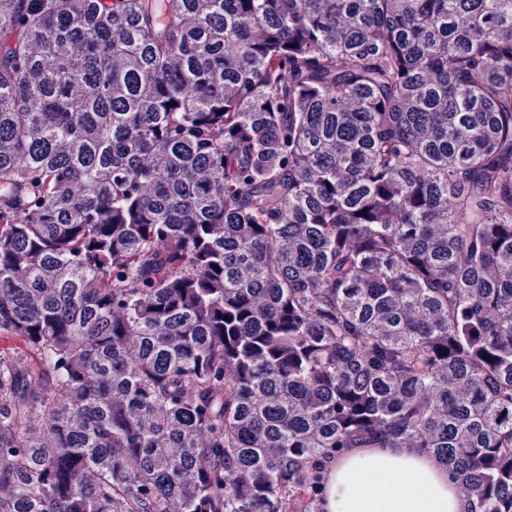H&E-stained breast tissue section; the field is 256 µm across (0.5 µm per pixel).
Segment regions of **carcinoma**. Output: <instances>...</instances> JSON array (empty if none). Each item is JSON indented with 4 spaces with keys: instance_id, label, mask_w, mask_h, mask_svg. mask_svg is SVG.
Segmentation results:
<instances>
[{
    "instance_id": "cac0c4a2",
    "label": "carcinoma",
    "mask_w": 512,
    "mask_h": 512,
    "mask_svg": "<svg viewBox=\"0 0 512 512\" xmlns=\"http://www.w3.org/2000/svg\"><path fill=\"white\" fill-rule=\"evenodd\" d=\"M0 16V512H512V0ZM325 512H466L447 470L418 448H350L333 465Z\"/></svg>"
}]
</instances>
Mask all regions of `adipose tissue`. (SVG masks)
Listing matches in <instances>:
<instances>
[{
    "label": "adipose tissue",
    "mask_w": 512,
    "mask_h": 512,
    "mask_svg": "<svg viewBox=\"0 0 512 512\" xmlns=\"http://www.w3.org/2000/svg\"><path fill=\"white\" fill-rule=\"evenodd\" d=\"M326 512H467L447 470L419 449L352 448L333 465Z\"/></svg>",
    "instance_id": "obj_1"
}]
</instances>
